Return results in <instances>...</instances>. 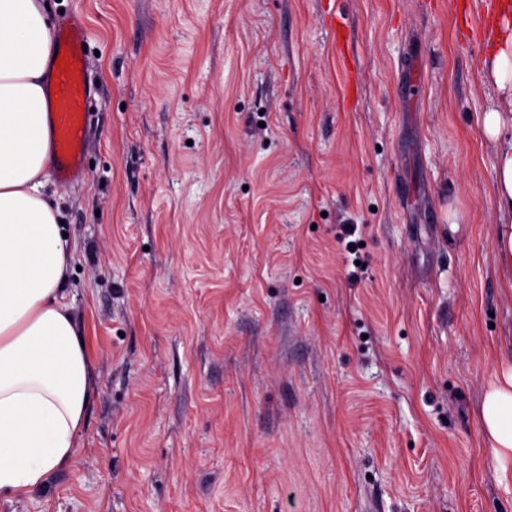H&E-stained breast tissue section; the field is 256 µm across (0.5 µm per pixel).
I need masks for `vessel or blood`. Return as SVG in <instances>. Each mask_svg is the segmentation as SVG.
Segmentation results:
<instances>
[{
    "label": "vessel or blood",
    "mask_w": 512,
    "mask_h": 512,
    "mask_svg": "<svg viewBox=\"0 0 512 512\" xmlns=\"http://www.w3.org/2000/svg\"><path fill=\"white\" fill-rule=\"evenodd\" d=\"M63 67L55 68L50 93V155L56 174L67 183L83 176L90 105L96 93L87 68V29L81 15L64 20L54 31Z\"/></svg>",
    "instance_id": "vessel-or-blood-1"
}]
</instances>
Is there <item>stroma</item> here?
<instances>
[{"label": "stroma", "mask_w": 512, "mask_h": 512, "mask_svg": "<svg viewBox=\"0 0 512 512\" xmlns=\"http://www.w3.org/2000/svg\"><path fill=\"white\" fill-rule=\"evenodd\" d=\"M469 2L48 0L94 52L92 165L46 176L97 392L74 465L0 512H512ZM481 423L492 448L496 478L508 490L512 486V364H504L489 383Z\"/></svg>", "instance_id": "obj_1"}]
</instances>
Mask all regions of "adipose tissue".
<instances>
[{
  "mask_svg": "<svg viewBox=\"0 0 512 512\" xmlns=\"http://www.w3.org/2000/svg\"><path fill=\"white\" fill-rule=\"evenodd\" d=\"M44 0H0V500L47 488L75 460L97 383L73 307L65 301L73 248L45 191L49 163L45 83L52 50ZM484 59L508 109L485 112L496 152L494 187L504 221L495 263L512 286V22ZM481 423L496 478L512 486V364L489 383Z\"/></svg>",
  "mask_w": 512,
  "mask_h": 512,
  "instance_id": "1",
  "label": "adipose tissue"
}]
</instances>
